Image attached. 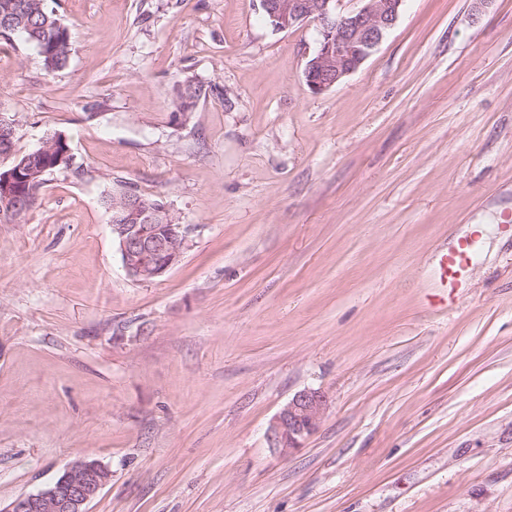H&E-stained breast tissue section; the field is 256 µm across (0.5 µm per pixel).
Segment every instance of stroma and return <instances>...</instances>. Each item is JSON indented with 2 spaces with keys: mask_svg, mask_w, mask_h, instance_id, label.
I'll use <instances>...</instances> for the list:
<instances>
[{
  "mask_svg": "<svg viewBox=\"0 0 512 512\" xmlns=\"http://www.w3.org/2000/svg\"><path fill=\"white\" fill-rule=\"evenodd\" d=\"M49 4L63 69L0 38L18 150L73 155L0 224V508L89 458V512H512V0H406L319 95L314 25L259 0ZM188 81L224 93L182 110ZM118 180L189 229L154 281L123 270ZM308 389L323 422L279 455ZM470 243H459L442 259L444 275L447 277L448 288H458L469 264ZM326 407L327 399L321 391L304 390L295 394L266 430L269 447L282 456L302 448L319 428Z\"/></svg>",
  "mask_w": 512,
  "mask_h": 512,
  "instance_id": "35a3bbf8",
  "label": "stroma"
}]
</instances>
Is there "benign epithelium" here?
I'll use <instances>...</instances> for the list:
<instances>
[{"label": "benign epithelium", "mask_w": 512, "mask_h": 512, "mask_svg": "<svg viewBox=\"0 0 512 512\" xmlns=\"http://www.w3.org/2000/svg\"><path fill=\"white\" fill-rule=\"evenodd\" d=\"M405 0H363L354 12H336V0H260L277 31H286L306 22L316 24L317 48L305 68L310 91L321 94L354 73L372 55L396 24ZM25 167L20 164L0 171V207L19 211L22 202L11 184ZM113 210L131 212L136 224H114L122 266L139 282L163 276L181 259L187 229L175 223L164 204L146 208L128 197L113 204ZM327 407L326 396L318 390L295 394L276 414L266 430L270 448L282 456L304 446L319 428ZM110 471L98 461H72L47 488L14 499L0 512H88V505L108 482Z\"/></svg>", "instance_id": "1"}]
</instances>
